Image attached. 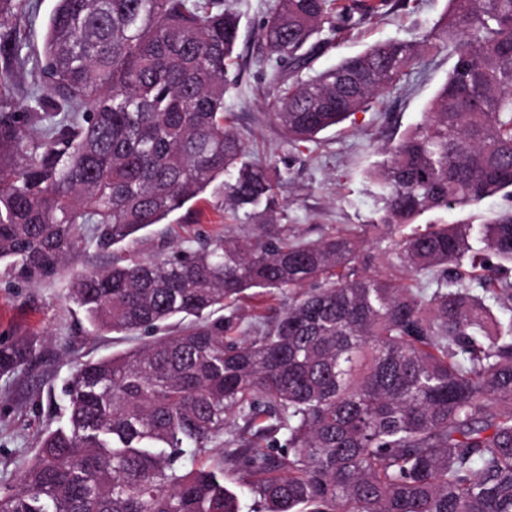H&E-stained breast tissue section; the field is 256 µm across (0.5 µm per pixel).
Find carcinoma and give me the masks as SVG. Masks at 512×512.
<instances>
[{
    "mask_svg": "<svg viewBox=\"0 0 512 512\" xmlns=\"http://www.w3.org/2000/svg\"><path fill=\"white\" fill-rule=\"evenodd\" d=\"M385 6L279 0L261 29L288 67L268 107L291 142L369 110L422 53L453 60L367 171L377 223L316 241L274 223L278 181L227 122L240 18L218 0H58L21 112L4 88L29 52L0 32V263L17 278L130 246L216 180L238 222L70 280L95 330L146 340L76 366L66 424L0 512H240L228 470L262 512H512V318L496 315L512 311V0H448L421 44L298 77L324 30ZM31 9L0 0V25ZM496 196L509 206L482 224L420 223ZM251 288L298 296L260 335L231 336ZM32 350L0 343V375Z\"/></svg>",
    "mask_w": 512,
    "mask_h": 512,
    "instance_id": "1",
    "label": "carcinoma"
}]
</instances>
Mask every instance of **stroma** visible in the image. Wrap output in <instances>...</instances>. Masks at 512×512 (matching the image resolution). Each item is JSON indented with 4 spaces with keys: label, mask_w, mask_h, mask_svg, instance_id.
I'll return each mask as SVG.
<instances>
[{
    "label": "stroma",
    "mask_w": 512,
    "mask_h": 512,
    "mask_svg": "<svg viewBox=\"0 0 512 512\" xmlns=\"http://www.w3.org/2000/svg\"><path fill=\"white\" fill-rule=\"evenodd\" d=\"M223 3L240 16L234 85L224 98V109L231 112L234 127L256 159L280 176L279 224L316 239L374 223L381 204L365 173L382 160L387 145L421 120L448 76L452 62L447 53L421 58L400 86L385 93L370 111L322 132L316 141L296 145L267 115L279 65L269 56L260 28L277 0ZM447 5V0H390L385 17L364 20L350 31L322 33L314 67H332L379 42L421 41ZM214 200L213 194L204 193L169 222L150 227L124 251V258L168 254L173 246L191 247L197 240L223 234L225 221L213 209ZM108 261V256L88 248L59 279L37 284L14 279L0 265V342L20 336L35 341L29 362L11 376L0 377V489L17 485L42 432L65 421V390L77 363L129 346L123 336L92 333L82 311L67 297L73 276Z\"/></svg>",
    "instance_id": "stroma-1"
}]
</instances>
